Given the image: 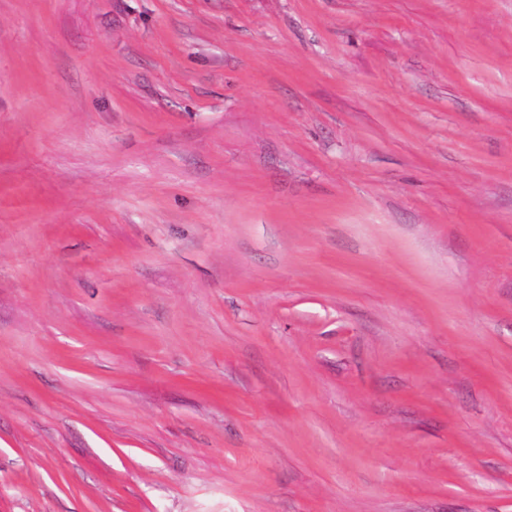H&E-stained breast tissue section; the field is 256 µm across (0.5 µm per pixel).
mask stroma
I'll use <instances>...</instances> for the list:
<instances>
[{
    "instance_id": "stroma-1",
    "label": "stroma",
    "mask_w": 512,
    "mask_h": 512,
    "mask_svg": "<svg viewBox=\"0 0 512 512\" xmlns=\"http://www.w3.org/2000/svg\"><path fill=\"white\" fill-rule=\"evenodd\" d=\"M0 512H512V0H0Z\"/></svg>"
}]
</instances>
